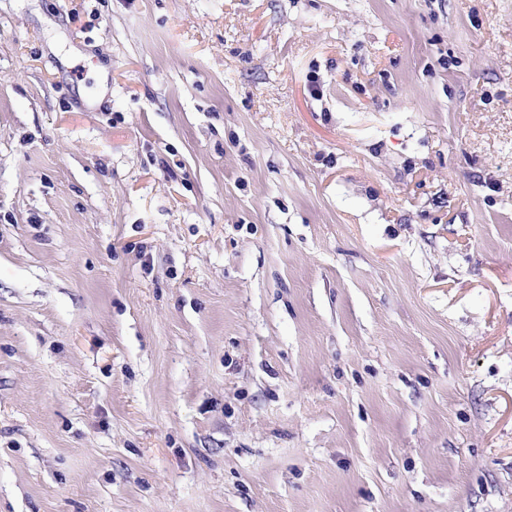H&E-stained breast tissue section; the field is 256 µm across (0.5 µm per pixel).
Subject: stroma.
<instances>
[{
  "mask_svg": "<svg viewBox=\"0 0 512 512\" xmlns=\"http://www.w3.org/2000/svg\"><path fill=\"white\" fill-rule=\"evenodd\" d=\"M0 512H512V0H0Z\"/></svg>",
  "mask_w": 512,
  "mask_h": 512,
  "instance_id": "35a3bbf8",
  "label": "stroma"
}]
</instances>
